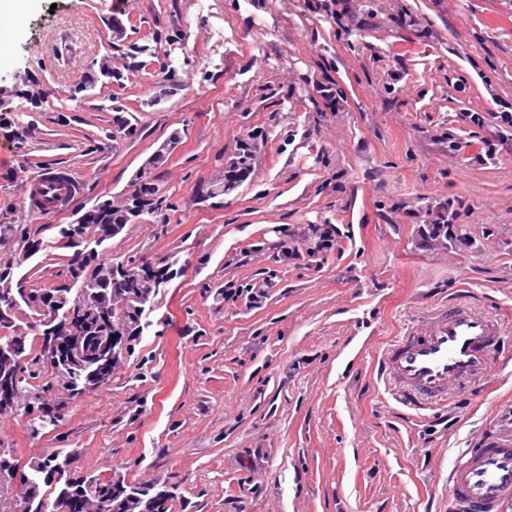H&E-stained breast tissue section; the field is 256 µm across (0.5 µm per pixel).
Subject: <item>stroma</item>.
Returning <instances> with one entry per match:
<instances>
[{"label":"stroma","mask_w":512,"mask_h":512,"mask_svg":"<svg viewBox=\"0 0 512 512\" xmlns=\"http://www.w3.org/2000/svg\"><path fill=\"white\" fill-rule=\"evenodd\" d=\"M6 39L0 224L49 244L28 285L63 283L56 225L141 171L170 221L106 248L178 272L168 326L58 431L0 417L15 459L73 448V473L175 485L174 512H448L460 452L512 439V0H28ZM145 40L158 55L123 88L73 98L93 60ZM120 109L136 138L107 139ZM243 141L254 173L205 199ZM49 167L82 192L44 217L20 180ZM447 207L468 247L430 237ZM460 295L503 319L509 361L413 416L377 361Z\"/></svg>","instance_id":"stroma-1"}]
</instances>
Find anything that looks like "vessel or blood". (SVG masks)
Wrapping results in <instances>:
<instances>
[{
	"mask_svg": "<svg viewBox=\"0 0 512 512\" xmlns=\"http://www.w3.org/2000/svg\"><path fill=\"white\" fill-rule=\"evenodd\" d=\"M49 186L56 188L57 200L39 207L42 216L56 214L78 190L68 171H50L25 182L24 201L32 202L36 190ZM499 342L495 320L452 304L397 341L379 369L399 387L402 405L417 412L474 378L491 376ZM448 489L452 512H502L512 502V440L465 449L448 474Z\"/></svg>",
	"mask_w": 512,
	"mask_h": 512,
	"instance_id": "b4317fda",
	"label": "vessel or blood"
}]
</instances>
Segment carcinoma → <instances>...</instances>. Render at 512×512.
Masks as SVG:
<instances>
[{
  "mask_svg": "<svg viewBox=\"0 0 512 512\" xmlns=\"http://www.w3.org/2000/svg\"><path fill=\"white\" fill-rule=\"evenodd\" d=\"M124 74L112 65V57L104 56L95 62L83 85L78 91H88L97 85L122 86ZM137 127L123 116L116 115L114 131L108 138H132ZM178 132H173L149 158L146 167L154 168L163 164L171 150L179 143ZM234 170L243 176L240 181L222 178L211 183V196H222L243 184L253 173L255 151L245 143L229 157ZM97 212L100 221L91 216L84 221L59 224L57 244L72 250L67 260L68 277H74L73 270L84 257H89L102 275L101 280L83 281L74 284L67 281L62 285L48 288H28L22 280H14V270L21 267L33 256L47 248V244L32 233L26 224H0V252L10 255L8 263L0 269V352L15 347L14 360L19 362L12 377L14 385L13 404L7 411L0 410V416L26 420L27 428L33 434L53 427L58 428L62 416L45 413L38 409L42 398L52 392L54 386L80 390L96 371L101 359L112 353L107 343L106 333L88 332L90 339L83 345L82 362L66 368L54 370L44 361V351L48 346V331L56 325L54 309L63 312L70 307L85 303L87 297L96 293L101 300L112 307V329L118 330L134 342L141 332V307H153L158 303V295L165 284L173 279L169 268L162 269L164 283L157 284L150 279L113 280L109 278L114 268L136 263L129 257L117 260L105 255L98 247L120 235L132 224L143 223L142 216L150 214L164 224L167 222V206L163 205L159 187L153 183L148 189L136 194H128L114 202L110 199L97 201L90 209ZM100 233L102 239L93 242L94 249L88 255L85 251L86 238L90 233ZM42 327L36 339H29L34 326ZM62 464L60 453L52 452L29 461L28 470L22 472L16 495L28 503L27 512H171L175 493L161 481L143 483L129 480L115 473L110 476L86 473L73 476L69 481H60L51 486L56 492L55 506H50L43 488L48 483L38 479L36 474L47 472Z\"/></svg>",
  "mask_w": 512,
  "mask_h": 512,
  "instance_id": "1",
  "label": "carcinoma"
}]
</instances>
